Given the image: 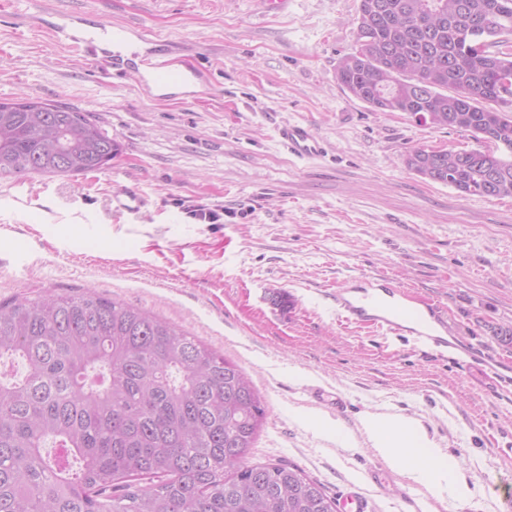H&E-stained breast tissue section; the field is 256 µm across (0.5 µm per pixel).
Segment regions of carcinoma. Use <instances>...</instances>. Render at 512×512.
I'll return each instance as SVG.
<instances>
[{
  "label": "carcinoma",
  "mask_w": 512,
  "mask_h": 512,
  "mask_svg": "<svg viewBox=\"0 0 512 512\" xmlns=\"http://www.w3.org/2000/svg\"><path fill=\"white\" fill-rule=\"evenodd\" d=\"M339 82L376 112L469 131L484 149L417 148L407 166L512 198V0H358ZM451 93H446V90ZM117 144L84 112L0 100V178L101 170ZM0 512H337L291 464H251V381L202 341L87 291L0 303Z\"/></svg>",
  "instance_id": "obj_1"
}]
</instances>
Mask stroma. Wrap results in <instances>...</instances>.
Wrapping results in <instances>:
<instances>
[{
    "mask_svg": "<svg viewBox=\"0 0 512 512\" xmlns=\"http://www.w3.org/2000/svg\"><path fill=\"white\" fill-rule=\"evenodd\" d=\"M357 4L0 0V100L90 114L119 147L84 176L0 179V301L90 290L199 338L263 397L250 462L290 463L337 499L358 492L367 512H512V386L464 353L347 324L330 299L342 280L389 278L512 360L491 332L512 325V198L422 179L410 150H471V133L372 111L344 89L336 65L357 46ZM66 11L138 27L208 80L165 100L107 78L53 28ZM298 122L322 156L280 141L278 126ZM385 418L452 459L469 499L446 475L387 460L369 428Z\"/></svg>",
    "mask_w": 512,
    "mask_h": 512,
    "instance_id": "1",
    "label": "stroma"
}]
</instances>
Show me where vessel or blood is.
I'll list each match as a JSON object with an SVG mask.
<instances>
[{
    "instance_id": "vessel-or-blood-1",
    "label": "vessel or blood",
    "mask_w": 512,
    "mask_h": 512,
    "mask_svg": "<svg viewBox=\"0 0 512 512\" xmlns=\"http://www.w3.org/2000/svg\"><path fill=\"white\" fill-rule=\"evenodd\" d=\"M84 17L65 13L56 29L79 51L100 56L109 68L138 75L144 86L159 97L202 84L203 72L191 60L170 61L145 50L136 65H129L120 54L113 52L114 44L136 34L130 25H101L99 31L80 33ZM279 137L289 151L300 159H313L324 152L322 139L311 125L288 124L280 128ZM336 310L348 323L367 326L396 336H408L419 344L445 353L466 351V344L454 337L448 325V315L440 307L426 305L408 289L392 281L365 288L345 282L332 294Z\"/></svg>"
}]
</instances>
